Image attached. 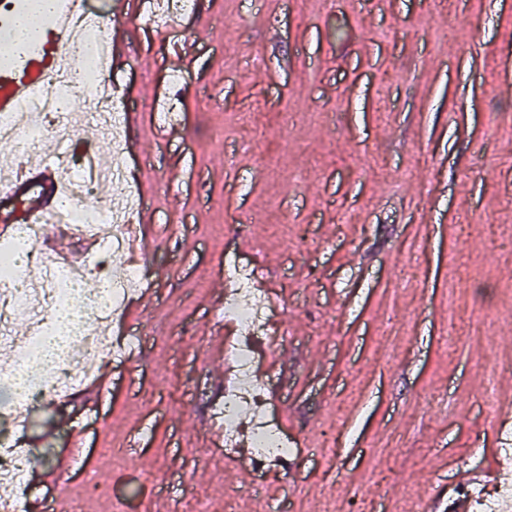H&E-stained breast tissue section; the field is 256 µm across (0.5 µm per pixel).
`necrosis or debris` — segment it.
Returning <instances> with one entry per match:
<instances>
[{"mask_svg":"<svg viewBox=\"0 0 512 512\" xmlns=\"http://www.w3.org/2000/svg\"><path fill=\"white\" fill-rule=\"evenodd\" d=\"M64 14L73 39L65 49L63 68L51 77L48 91L39 97L35 118L22 123L14 116L0 115V139L14 142L26 154L39 148L47 137L46 115L76 111L73 91L77 88L98 99V121L111 128L113 140L121 138L124 106L121 97L104 86L109 40L99 17L84 0H66ZM66 164L69 189L58 223L77 236L86 232L101 235L110 252H127L128 226L123 215L125 210L136 207L137 201L126 189L127 162L123 154L114 158L112 191L118 197V205L113 209L91 206L99 186L79 171V158L67 157ZM42 232V225L24 226L18 240L8 250L0 251V409L19 415L31 412L38 401L71 395L87 378L90 359L112 355L115 345L104 328L122 310L132 286L144 279L137 265L126 264L90 291L86 288L87 272L56 265L52 256L44 252L37 258L43 266L52 268V282L47 288L33 287L27 267L34 258L31 248ZM228 272L233 286L224 299V319L233 324L239 340L228 347L226 354L242 371L232 387L225 390L221 408L224 435L232 442L241 430L242 407L267 406L248 371L255 364V351L265 343L273 321L270 298L258 288L252 265L234 263ZM32 309L37 312L35 323L26 336H14L9 322ZM34 462L32 449L18 445L11 433L0 434V485L9 491L8 498L0 502V512H20L26 492L24 478Z\"/></svg>","mask_w":512,"mask_h":512,"instance_id":"necrosis-or-debris-1","label":"necrosis or debris"}]
</instances>
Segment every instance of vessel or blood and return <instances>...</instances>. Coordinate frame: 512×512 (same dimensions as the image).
I'll return each mask as SVG.
<instances>
[{
  "mask_svg": "<svg viewBox=\"0 0 512 512\" xmlns=\"http://www.w3.org/2000/svg\"><path fill=\"white\" fill-rule=\"evenodd\" d=\"M72 31L65 21H57L48 29L42 42L36 43L26 58L14 68L0 70V115L9 114L25 120L32 101L42 94L49 77L56 73L63 61L62 51L70 42ZM76 150L77 143L64 134L46 143L41 159L31 158L13 164L0 173V199L26 196L25 207L14 216H0V238L9 239L22 224H50L60 213V203L65 195L64 173L54 164L52 154L60 148ZM147 209H140L129 222V245L132 251L145 248L147 235ZM80 248H72L69 240L47 235L41 239V247L55 258L72 267L83 266L102 246L99 237L91 233L81 234ZM74 441H67L57 449L50 465L35 466L34 472L46 486L57 485L59 479L71 472L74 460Z\"/></svg>",
  "mask_w": 512,
  "mask_h": 512,
  "instance_id": "b4317fda",
  "label": "vessel or blood"
}]
</instances>
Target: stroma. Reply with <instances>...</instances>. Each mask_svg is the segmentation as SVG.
Masks as SVG:
<instances>
[{
  "label": "stroma",
  "mask_w": 512,
  "mask_h": 512,
  "mask_svg": "<svg viewBox=\"0 0 512 512\" xmlns=\"http://www.w3.org/2000/svg\"><path fill=\"white\" fill-rule=\"evenodd\" d=\"M121 20L138 112L129 187L153 224L152 301L52 494L67 512H454L458 469L512 440V0H195ZM179 85L166 82L169 74ZM256 265L284 349L267 375L300 444L256 463L208 435L232 339L224 268ZM137 437L135 454L125 447ZM111 484L86 499L83 482Z\"/></svg>",
  "instance_id": "35a3bbf8"
}]
</instances>
